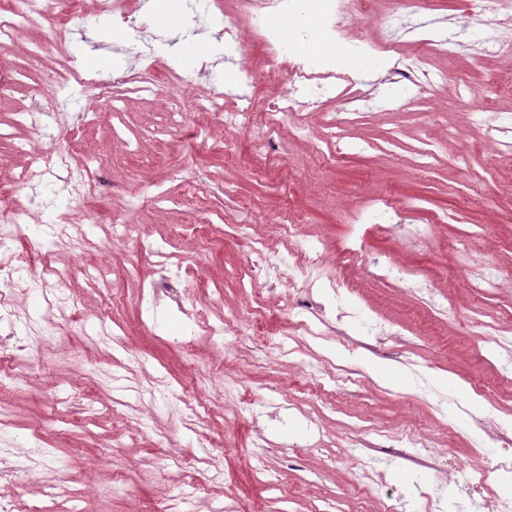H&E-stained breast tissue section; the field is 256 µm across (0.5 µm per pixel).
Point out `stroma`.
Instances as JSON below:
<instances>
[{
    "label": "stroma",
    "mask_w": 512,
    "mask_h": 512,
    "mask_svg": "<svg viewBox=\"0 0 512 512\" xmlns=\"http://www.w3.org/2000/svg\"><path fill=\"white\" fill-rule=\"evenodd\" d=\"M132 27L118 29L96 0H45L33 26L0 51V190L24 211L12 250L36 276L52 256L64 303L49 312L41 286L15 301L43 335L0 359V467L16 512L47 502L45 477L67 491L66 512H496L512 501V290L486 279L512 270V52L473 65L468 56L429 57L447 90L419 98L386 84V70L356 75L371 109L303 135L260 138L205 112L211 87L236 107L230 66L211 50L223 16L250 22L238 0L225 13H181L165 25L150 0H129ZM403 0H375L354 35H391L402 52L459 27L487 31L497 19L467 0H436L388 29ZM70 30L56 37L60 25ZM152 68L157 91L78 88L45 132L17 124L71 70L110 81ZM473 94L463 98L459 86ZM418 105H411V98ZM482 106L489 128L465 112ZM66 149L87 161L93 191L76 194L59 172L34 188L18 178L37 151ZM401 223H386L384 202ZM249 215L281 257L325 244L318 287L288 269L257 264L238 228ZM83 224L81 251L47 252L45 229ZM299 220L298 237L281 225ZM346 252L344 266L336 256ZM180 271L182 299L157 290L156 264ZM400 277H383L385 268ZM357 282L336 296V275ZM239 307L237 335L215 334ZM382 332L365 336L367 324ZM391 369L408 379L390 386ZM447 380L468 395L437 388ZM428 436L446 458L422 461ZM19 438L42 448L26 468ZM379 459L377 470L361 465ZM196 474L185 484L179 462ZM224 482L209 483L214 469Z\"/></svg>",
    "instance_id": "35a3bbf8"
}]
</instances>
